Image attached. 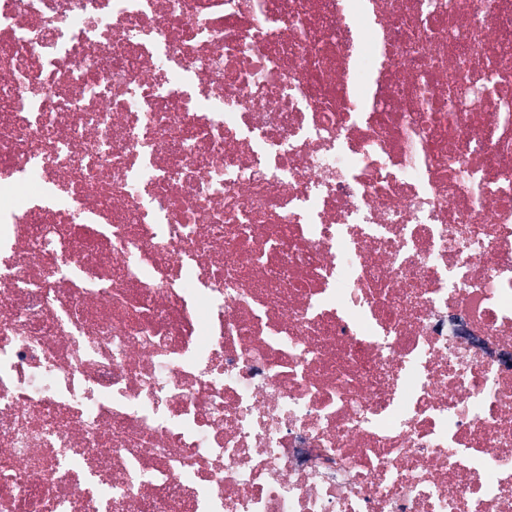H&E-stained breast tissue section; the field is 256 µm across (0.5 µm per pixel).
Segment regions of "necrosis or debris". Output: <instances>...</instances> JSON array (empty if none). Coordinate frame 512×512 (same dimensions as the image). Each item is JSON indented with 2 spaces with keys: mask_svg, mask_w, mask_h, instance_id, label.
<instances>
[{
  "mask_svg": "<svg viewBox=\"0 0 512 512\" xmlns=\"http://www.w3.org/2000/svg\"><path fill=\"white\" fill-rule=\"evenodd\" d=\"M0 512H512V0H0Z\"/></svg>",
  "mask_w": 512,
  "mask_h": 512,
  "instance_id": "1",
  "label": "necrosis or debris"
}]
</instances>
